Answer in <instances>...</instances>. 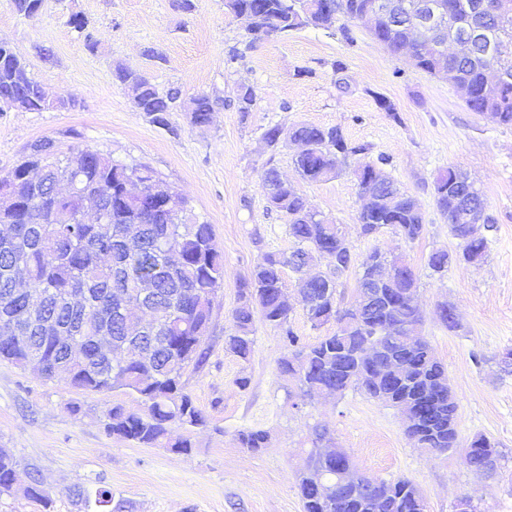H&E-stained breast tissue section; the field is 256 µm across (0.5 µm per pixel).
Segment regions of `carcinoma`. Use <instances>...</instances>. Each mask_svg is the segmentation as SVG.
<instances>
[{
    "label": "carcinoma",
    "instance_id": "obj_1",
    "mask_svg": "<svg viewBox=\"0 0 512 512\" xmlns=\"http://www.w3.org/2000/svg\"><path fill=\"white\" fill-rule=\"evenodd\" d=\"M43 0H11L14 11L24 17L37 15ZM375 0H224L231 16L254 14L253 41L273 36L283 37L304 28L339 33L350 44L354 41L349 23L369 9ZM475 0H437L448 17L461 29H481L484 38L497 40L501 21L492 15L474 12ZM70 28L84 38L89 51L95 43L87 32V21L73 13ZM372 37L391 54L417 52V68L434 74L441 67L475 87L466 101L467 108L482 116L489 112L493 123L512 126V79L483 91L488 60L484 47L477 43L464 57L436 54L415 30L390 16L382 17L370 30ZM113 78L127 88L134 107L150 123L174 133L170 122L182 90L159 88L144 74L120 63L113 66ZM15 102L22 112H46L54 109L31 75L27 61L15 49L0 43V98ZM255 93L250 86L238 87L235 99L226 100L218 92L198 93L189 101V122L204 127L212 113L224 105H233L244 114L251 111ZM266 149L275 152L292 141L308 146L293 159L299 179L313 183L336 176V161L349 154L364 155L370 147L351 145L338 127L278 124L262 133ZM30 149L40 152L43 171L36 184L7 208L0 207V224H14L17 234L6 245L0 244V317L17 324L19 336L0 338V358L17 366L34 355L45 365L51 380L63 368L72 387L101 393L122 390L135 394L145 407L131 412L114 403L106 412L108 434L148 448H175L189 456L195 448L191 432L206 425L207 418L195 405L182 382L185 368L200 367L207 358L203 338L212 323L218 292L224 284V256L214 243L213 226L201 221L188 207L181 192H176L167 218L140 209L138 199L120 193L127 185L150 189L160 181L149 165L122 164L98 151L78 150L62 157L50 139L38 140ZM34 153L20 165L0 174V189L24 176ZM381 177L378 189L371 192L357 215L361 234L374 235L389 226L403 239L413 242L424 230V218L414 199L375 165L364 163L355 170L359 184L365 176ZM267 208L279 212L288 224L292 250L266 253L240 284L239 304L232 312L233 330L224 337L230 354L247 360L252 352V331L260 319L279 329L285 353L279 360L280 372L296 380L305 397L317 392L338 395L350 387L368 397L399 410L405 417L406 434L424 452L435 448L458 447V404L443 365L431 354L428 343H409L421 324V315L405 292L415 287L413 273L396 274L385 283L375 281L379 257L374 251L362 264L358 291L366 288L382 292V298L363 309L337 305V280L353 263L346 237L336 225L315 221L308 203L297 186L284 179L276 167L266 166L261 173ZM91 187L101 199L95 212L82 207L81 191ZM436 207L447 221L450 232L462 242L453 261L475 264L486 255V232L493 230V219L485 214L479 190L462 172L450 168L433 181ZM483 221V234L468 237L471 221ZM138 223L141 238L134 250L124 247L114 236L100 238L96 227L109 224L116 228ZM329 258L333 271L314 281L304 282L308 319L318 327L327 322L338 324L336 332L308 345L299 343L290 325L291 307L282 285L286 268L299 274L312 263ZM142 279L155 283L154 299L137 309L140 315L117 314L119 301L131 300L136 284ZM83 296L79 309L71 308L68 297ZM39 300L48 314L71 337L67 349L75 356L63 360L64 348L45 339L26 317V306ZM106 329L115 341L112 356L97 360L88 337ZM144 331L146 359L132 356L126 344L131 334ZM370 346L378 347L374 361L361 360ZM268 435L263 430L244 429L237 433L243 450L256 453L266 447ZM473 450L462 455L464 464L474 473L490 475L497 469L499 454L484 436L472 439ZM340 465L353 466L349 455L341 452L325 459L313 448L297 476L305 512H424L418 489L408 480L379 481L371 485L360 476L347 487L332 483L321 494L310 478L321 469L332 481ZM17 462L0 456V493H7Z\"/></svg>",
    "mask_w": 512,
    "mask_h": 512
}]
</instances>
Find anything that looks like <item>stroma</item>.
<instances>
[{"mask_svg":"<svg viewBox=\"0 0 512 512\" xmlns=\"http://www.w3.org/2000/svg\"><path fill=\"white\" fill-rule=\"evenodd\" d=\"M73 13L88 18L96 51H88L68 25ZM353 31L350 44L314 28L270 37L254 44L245 65L231 68L224 51L245 40L246 32L225 13L224 0H196L190 13L175 9L172 0H43L31 18L0 0V41L27 59L49 95L75 101L51 112H0V174L21 163L40 139L53 140L67 155L89 148L124 164L149 163L187 195L201 220L213 224L224 256L219 307L204 342L207 361L184 376L208 419L192 433V455L144 448L105 431L104 414L113 402L141 410L135 396L86 393L65 379L47 381L0 361V448L16 457L19 483L38 473L52 499L46 508L18 493L2 494L0 512H85L73 496L78 487L109 489L112 500L103 512H304L296 478L319 431L365 476L411 481L426 512H458L464 497L475 512H512V371L500 362L512 350V127L469 111L447 78L413 69L364 27ZM150 47L158 58L147 56ZM43 48L53 51V61L41 58ZM336 61L343 62V73L334 72ZM118 62L158 87L181 86L188 97L217 90L229 99L247 84L256 100L249 115L224 107L203 128L190 125L186 113H173L167 130L136 111L112 77ZM382 98L393 112L379 106ZM298 123L337 126L349 143L371 146L367 157H349L335 178L297 181L298 188L313 209L340 225L352 247L355 263L337 284L343 304L353 301L360 264L373 250L399 254L413 271L420 334L445 367L458 403L459 450L421 452L407 437L400 412L359 390L301 397L278 368L281 335L263 321L254 325L248 360L224 349L242 279L264 254L293 247L284 217L267 208L259 172L269 162L297 180L295 145L271 152L261 134L274 124ZM366 161L381 162L416 200L425 222L420 239L406 241L389 228L361 234L356 217L362 194L354 171ZM451 167L469 174L495 224L482 263L454 264L437 274L427 267L429 253L462 251L432 193L434 178ZM283 287L303 343L335 331L332 322L312 326L294 272H284ZM446 302L455 309L458 330H448L440 317ZM243 378L248 384L242 389ZM74 404L79 412H71ZM249 428L268 433L260 452L237 445V432ZM478 435L500 453L488 478L461 458V447Z\"/></svg>","mask_w":512,"mask_h":512,"instance_id":"obj_1","label":"stroma"}]
</instances>
